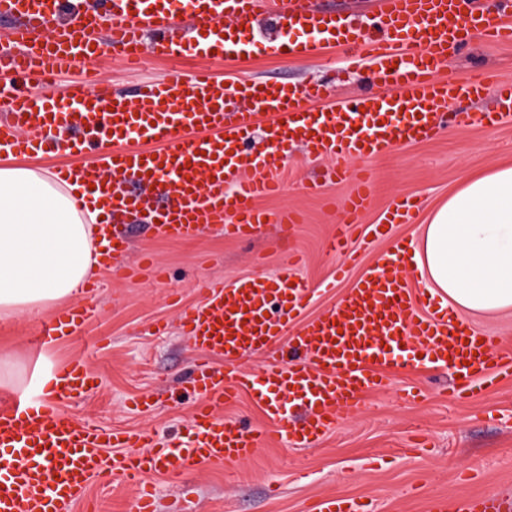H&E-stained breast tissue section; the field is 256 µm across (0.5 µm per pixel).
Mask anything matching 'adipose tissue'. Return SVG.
Returning a JSON list of instances; mask_svg holds the SVG:
<instances>
[{
    "label": "adipose tissue",
    "mask_w": 512,
    "mask_h": 512,
    "mask_svg": "<svg viewBox=\"0 0 512 512\" xmlns=\"http://www.w3.org/2000/svg\"><path fill=\"white\" fill-rule=\"evenodd\" d=\"M111 207L82 184L0 168V319L80 297ZM412 261L457 315L512 311V165L469 176L423 225Z\"/></svg>",
    "instance_id": "ef3b65f1"
}]
</instances>
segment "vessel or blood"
<instances>
[{
	"instance_id": "1",
	"label": "vessel or blood",
	"mask_w": 512,
	"mask_h": 512,
	"mask_svg": "<svg viewBox=\"0 0 512 512\" xmlns=\"http://www.w3.org/2000/svg\"><path fill=\"white\" fill-rule=\"evenodd\" d=\"M273 10L281 26L276 48L288 57L319 56L331 43L358 48L379 89L340 101L326 84L242 81L226 85L199 71L141 84L128 98L103 83L71 82L35 98L33 85L55 82L95 57L92 34L123 62L151 54L169 60L210 62L252 54L257 18ZM0 15L14 22L10 45L0 50V153L9 159L44 156V129H70L66 148L75 161L61 177L81 179L107 193L116 214L153 215L156 234L188 238L217 227L236 237L263 223L291 224V213L269 214L261 197L280 190L279 170L295 145L310 156L339 161L369 159L400 145L433 138L459 99L494 92L497 109L470 114L495 126L512 120V82L486 71L464 81L441 79L448 52L469 38L511 42L512 0H378L367 25L314 8L310 0H93L90 9L65 0H0ZM53 38L41 40L49 18ZM266 126H259L262 115ZM263 128L266 151L249 136ZM111 139H104V129ZM142 191H117L128 180ZM403 200L370 225L374 238L394 223H410ZM128 239L113 233L104 260L125 275ZM407 251L393 241L339 299L319 316L302 320L311 284L285 272L253 273L231 285L216 282L200 303L185 308L180 329L196 353L186 384L194 394L184 439L160 441L149 428L115 430L69 413L96 377L79 360L59 367L52 399L16 394L0 401V512H74L93 479L109 477L137 489L135 512H156L148 477L175 478L199 463L229 466L251 458L274 437L299 448L316 446L342 417L359 413L362 397L386 386L383 367L423 362L457 373L458 398L488 379L512 376L501 337L467 319L430 311L426 296L405 276ZM87 305L57 310L41 338L78 335L91 317ZM261 354L260 373L244 368ZM249 394L268 418L246 426L219 413ZM317 512H373L351 498H326ZM428 512H512L494 497L431 501Z\"/></svg>"
}]
</instances>
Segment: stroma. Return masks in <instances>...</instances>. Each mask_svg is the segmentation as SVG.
I'll use <instances>...</instances> for the list:
<instances>
[{
	"instance_id": "obj_1",
	"label": "stroma",
	"mask_w": 512,
	"mask_h": 512,
	"mask_svg": "<svg viewBox=\"0 0 512 512\" xmlns=\"http://www.w3.org/2000/svg\"><path fill=\"white\" fill-rule=\"evenodd\" d=\"M344 56L335 46L315 59L286 60L265 42L249 58L213 62L212 71L230 81H328L335 99L375 90L367 69L339 68L328 74V63L340 64ZM88 65L127 96L134 95L139 81L166 79L176 69L172 61L150 57L131 71L108 50ZM480 70L512 81V43L473 39L468 48L451 53L441 75L462 81ZM494 109L490 95L475 102L460 100L447 128L435 138L348 163L341 181L322 178L331 160L294 148L280 173L282 191L261 202L276 214L298 213L286 238L278 225L268 224L244 240L221 231L168 239L145 222L115 217L130 239L127 262L135 265L150 257L166 268V281L146 274L116 280L102 273L96 318L79 335L38 354L33 343L48 312L0 320V362L28 373L37 364L47 370L82 358L99 385L69 404L70 413L110 428L150 427L170 439L182 437L194 405L193 395L183 390L193 349L178 318L184 307L201 301L204 283L221 279L229 285L250 273L274 275L288 266L317 288L308 315L322 313L385 249V242L365 239L364 232L394 201L408 197L417 206L414 223L392 229L393 238L409 243L429 213L466 177L512 163V122L478 128L466 119L469 111ZM361 177L369 185L370 203L352 221L346 197ZM340 224L347 226L359 259L335 282L331 276L341 258L328 253L325 242ZM385 376L386 389L367 392L360 414L341 420L316 447L275 441L238 466H196L178 480L154 476L158 512L180 507L185 512H311L327 495L368 500L376 512H426L435 498L512 497V379L485 384L472 400L458 402L451 370L419 365L389 369ZM144 394L153 395L157 406L143 414L130 401Z\"/></svg>"
}]
</instances>
